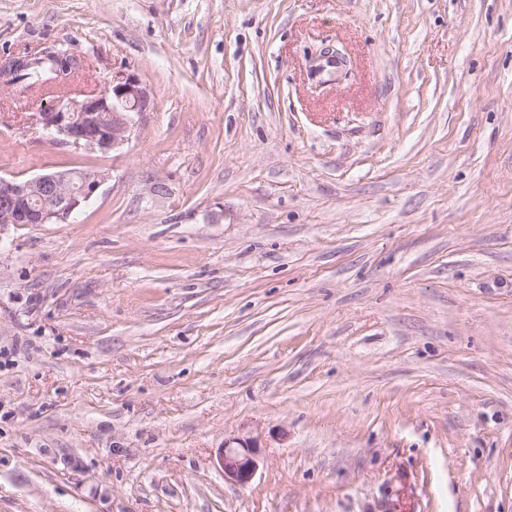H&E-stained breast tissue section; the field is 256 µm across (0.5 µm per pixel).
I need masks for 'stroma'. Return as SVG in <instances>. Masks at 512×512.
<instances>
[{"instance_id": "stroma-1", "label": "stroma", "mask_w": 512, "mask_h": 512, "mask_svg": "<svg viewBox=\"0 0 512 512\" xmlns=\"http://www.w3.org/2000/svg\"><path fill=\"white\" fill-rule=\"evenodd\" d=\"M54 43L149 108L0 87V176L110 174L0 237V512H512V0H0ZM146 90L131 76L112 79L83 98L59 97L38 113V124L54 140L76 149L107 153L120 150L131 138L134 116L146 112ZM107 115L109 121L103 123ZM257 448L261 446L255 438L225 439L219 456L224 479L240 486L250 484L258 469Z\"/></svg>"}]
</instances>
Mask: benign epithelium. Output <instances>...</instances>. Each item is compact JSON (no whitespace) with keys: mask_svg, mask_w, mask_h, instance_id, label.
<instances>
[{"mask_svg":"<svg viewBox=\"0 0 512 512\" xmlns=\"http://www.w3.org/2000/svg\"><path fill=\"white\" fill-rule=\"evenodd\" d=\"M149 105L146 90L127 76L105 83L82 98L62 96L38 113V124L53 139L90 152H114L131 138L134 116ZM108 174L98 170H62L20 179L0 176V230L9 224H54L74 217ZM255 438L224 440L219 465L224 478L251 483L258 469Z\"/></svg>","mask_w":512,"mask_h":512,"instance_id":"obj_1","label":"benign epithelium"}]
</instances>
